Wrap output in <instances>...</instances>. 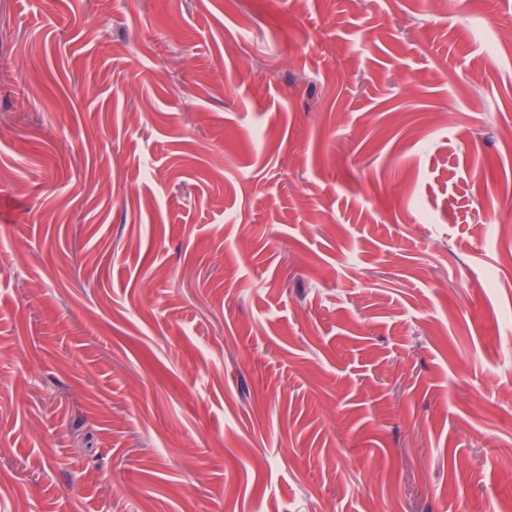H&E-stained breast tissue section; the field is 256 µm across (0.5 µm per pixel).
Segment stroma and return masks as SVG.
Instances as JSON below:
<instances>
[{
  "label": "stroma",
  "mask_w": 512,
  "mask_h": 512,
  "mask_svg": "<svg viewBox=\"0 0 512 512\" xmlns=\"http://www.w3.org/2000/svg\"><path fill=\"white\" fill-rule=\"evenodd\" d=\"M1 254L0 512H512V0H0Z\"/></svg>",
  "instance_id": "stroma-1"
}]
</instances>
